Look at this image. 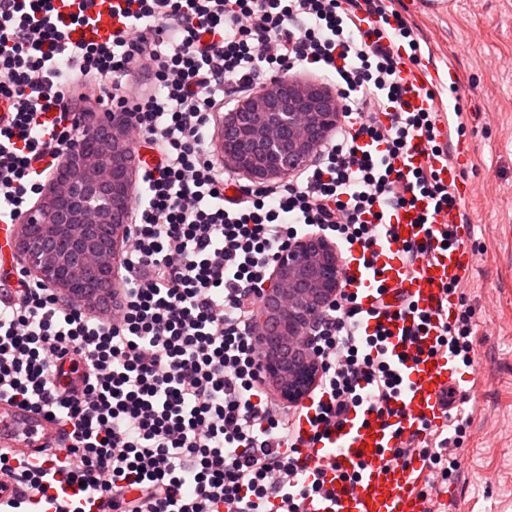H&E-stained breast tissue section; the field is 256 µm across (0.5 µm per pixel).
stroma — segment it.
<instances>
[{
  "label": "stroma",
  "instance_id": "stroma-1",
  "mask_svg": "<svg viewBox=\"0 0 512 512\" xmlns=\"http://www.w3.org/2000/svg\"><path fill=\"white\" fill-rule=\"evenodd\" d=\"M440 71L450 129L472 144L462 179L474 226L472 275L459 286L476 325L473 366L461 369L469 425L455 451L459 474L439 488L447 512H512V0H396Z\"/></svg>",
  "mask_w": 512,
  "mask_h": 512
}]
</instances>
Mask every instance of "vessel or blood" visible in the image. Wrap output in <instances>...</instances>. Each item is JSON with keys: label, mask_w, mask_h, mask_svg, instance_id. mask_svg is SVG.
Returning <instances> with one entry per match:
<instances>
[{"label": "vessel or blood", "mask_w": 512, "mask_h": 512, "mask_svg": "<svg viewBox=\"0 0 512 512\" xmlns=\"http://www.w3.org/2000/svg\"><path fill=\"white\" fill-rule=\"evenodd\" d=\"M113 0H54L62 18L84 14L85 23L71 26L70 37L81 43H100L112 36ZM435 67L413 64L402 86L401 104L408 110H428L432 103L425 90L437 82ZM471 144L457 139L450 155L430 156L422 141H413L406 157L395 160L394 168L408 171L432 165L439 178L456 198H465L468 188L461 178L463 166L471 158ZM385 221L390 233L367 255L352 253L343 267L342 280L356 294L363 307H372L378 287L389 294L404 293L417 310L430 313L428 329L416 338L406 337L411 319L386 321L390 333V358L402 384L390 405L395 414L381 425L367 405L350 411L346 421L327 433L321 441L310 442L312 427L300 421L297 431L303 439L302 457L308 468L323 472L329 497L307 499L304 512H441L442 493L429 491L427 459L413 455L395 457L401 441L422 438L426 430L441 429L452 408L468 395L458 381L457 358L438 342L444 323L453 321L456 300L447 287L469 278L474 259L468 248L470 225L461 222L457 209L434 210L428 199L415 208L388 209ZM425 244L430 253L417 274H408L402 261L407 245ZM57 427L42 412L0 402V447L25 455L39 454L55 445Z\"/></svg>", "instance_id": "obj_1"}]
</instances>
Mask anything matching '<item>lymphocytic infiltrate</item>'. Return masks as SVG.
<instances>
[{
    "label": "lymphocytic infiltrate",
    "instance_id": "obj_1",
    "mask_svg": "<svg viewBox=\"0 0 512 512\" xmlns=\"http://www.w3.org/2000/svg\"><path fill=\"white\" fill-rule=\"evenodd\" d=\"M112 14L110 41L74 43L54 0H0V218L22 223L79 134V102L125 113L155 154L138 167L125 275L106 314L24 268L0 276V401L46 412L68 442L54 469L0 448V478L18 488L0 512H39L61 482L84 504L55 512H302L325 484L304 476L302 408L266 390L253 313L291 242L320 233L364 253L381 233L365 220L375 207L420 195L454 204L433 169L388 164L416 138L443 149L439 113L395 107L420 42L394 0H123ZM313 68L341 123L297 175L238 182L215 158L216 108ZM410 308L366 309L342 291L320 312L313 440L365 401L385 418L398 377L363 320ZM458 445L410 439L397 454L422 455L444 482Z\"/></svg>",
    "mask_w": 512,
    "mask_h": 512
}]
</instances>
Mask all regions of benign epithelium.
Wrapping results in <instances>:
<instances>
[{
    "instance_id": "1",
    "label": "benign epithelium",
    "mask_w": 512,
    "mask_h": 512,
    "mask_svg": "<svg viewBox=\"0 0 512 512\" xmlns=\"http://www.w3.org/2000/svg\"><path fill=\"white\" fill-rule=\"evenodd\" d=\"M336 95L324 85L286 77L241 99L224 118L220 160L253 182H269L300 172L340 121ZM127 120H83L82 136L49 174L38 202L26 214L14 244L29 271L59 288L68 301L101 298L93 290L76 293L58 270L80 267L86 283L113 282L132 210L137 155ZM112 228L104 239L99 231ZM336 246L322 234L292 243L277 258L255 314L257 332L275 337L265 373L281 397L303 400L321 365L305 346L313 316L336 296L341 278Z\"/></svg>"
}]
</instances>
